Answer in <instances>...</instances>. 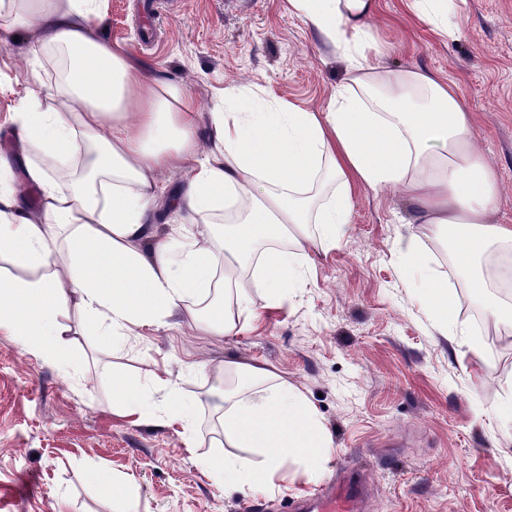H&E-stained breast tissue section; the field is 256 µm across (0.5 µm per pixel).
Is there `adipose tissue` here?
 Segmentation results:
<instances>
[{
	"mask_svg": "<svg viewBox=\"0 0 512 512\" xmlns=\"http://www.w3.org/2000/svg\"><path fill=\"white\" fill-rule=\"evenodd\" d=\"M10 2L0 27L34 31L55 79L10 115L21 171L0 161V261L22 271L0 273V334L49 361L70 354L73 308L116 351L188 308L206 329L238 334L255 314L253 293L279 307L312 251L336 250L353 188L364 185L406 199L415 228L394 252L420 279L435 330L481 360L432 247L448 237L465 287L512 288V224L494 220L499 179L455 83L385 64L371 25L378 0H286L344 67L327 105L308 110L246 86L201 109L126 47L93 36L105 0ZM404 4L438 34H456L454 0ZM167 169L182 175L176 189L158 178ZM19 174L37 192L35 211L16 196ZM166 197L190 221L160 237L153 211ZM112 412L195 436V404L168 374ZM223 416L226 450L205 465L225 486L269 491L287 471L326 472L334 446L316 407L269 368L225 360Z\"/></svg>",
	"mask_w": 512,
	"mask_h": 512,
	"instance_id": "obj_1",
	"label": "adipose tissue"
}]
</instances>
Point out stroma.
Returning a JSON list of instances; mask_svg holds the SVG:
<instances>
[{"mask_svg": "<svg viewBox=\"0 0 512 512\" xmlns=\"http://www.w3.org/2000/svg\"><path fill=\"white\" fill-rule=\"evenodd\" d=\"M388 64L419 65L453 79L473 133L500 184L497 223L512 224V0H461L458 34L445 39L381 0L373 21ZM93 34L131 49L153 73L188 88L201 108L230 85H253L302 109L325 106L342 65L284 0H107ZM34 32L0 30V158L13 160L9 112L34 84ZM405 202L353 190L351 230L336 251L315 252L307 282L278 309L254 296L256 319L232 336L179 313L142 329L131 349L77 335L64 362L23 352L0 335V512H280L284 499L323 489L363 458L371 469L369 512H512V429L496 411L512 395V343L492 342L474 293L448 259L456 315L483 346L475 362L434 334L433 316L394 251L407 230ZM266 365L317 408L335 453L326 473L292 488L224 491L203 468L224 441L216 401L225 360ZM178 374L195 399L197 434L186 447L173 427L113 416L114 377L140 390ZM114 475L118 490L94 483Z\"/></svg>", "mask_w": 512, "mask_h": 512, "instance_id": "35a3bbf8", "label": "stroma"}]
</instances>
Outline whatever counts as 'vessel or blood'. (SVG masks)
<instances>
[{
  "instance_id": "obj_1",
  "label": "vessel or blood",
  "mask_w": 512,
  "mask_h": 512,
  "mask_svg": "<svg viewBox=\"0 0 512 512\" xmlns=\"http://www.w3.org/2000/svg\"><path fill=\"white\" fill-rule=\"evenodd\" d=\"M368 488L362 471L343 476L326 490L288 503V512H365Z\"/></svg>"
}]
</instances>
